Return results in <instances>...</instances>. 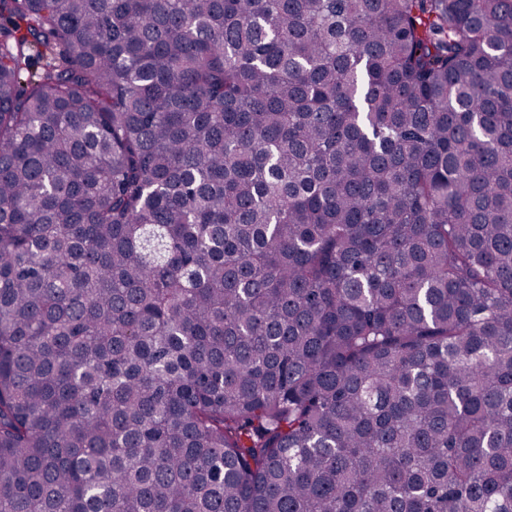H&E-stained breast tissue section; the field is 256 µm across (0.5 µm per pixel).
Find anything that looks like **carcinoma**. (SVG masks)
I'll use <instances>...</instances> for the list:
<instances>
[{
    "instance_id": "cac0c4a2",
    "label": "carcinoma",
    "mask_w": 512,
    "mask_h": 512,
    "mask_svg": "<svg viewBox=\"0 0 512 512\" xmlns=\"http://www.w3.org/2000/svg\"><path fill=\"white\" fill-rule=\"evenodd\" d=\"M0 512H512V0H0Z\"/></svg>"
}]
</instances>
